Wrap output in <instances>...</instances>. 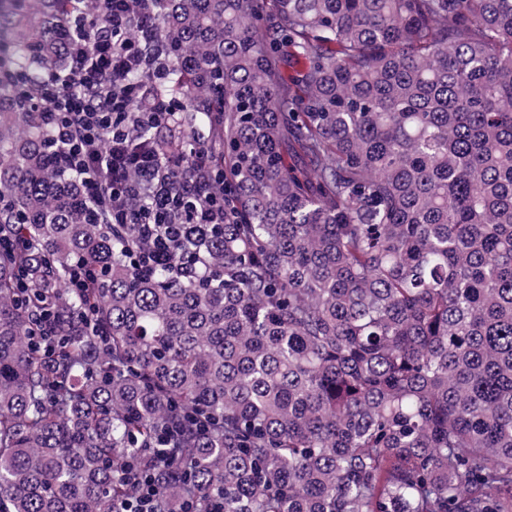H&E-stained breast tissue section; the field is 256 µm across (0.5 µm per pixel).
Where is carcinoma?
Returning <instances> with one entry per match:
<instances>
[{"mask_svg": "<svg viewBox=\"0 0 512 512\" xmlns=\"http://www.w3.org/2000/svg\"><path fill=\"white\" fill-rule=\"evenodd\" d=\"M69 13L0 0V512H512V0H161L230 202L151 275L52 162ZM139 492L134 502L124 510L125 512H156L157 487L147 475L139 477Z\"/></svg>", "mask_w": 512, "mask_h": 512, "instance_id": "cac0c4a2", "label": "carcinoma"}]
</instances>
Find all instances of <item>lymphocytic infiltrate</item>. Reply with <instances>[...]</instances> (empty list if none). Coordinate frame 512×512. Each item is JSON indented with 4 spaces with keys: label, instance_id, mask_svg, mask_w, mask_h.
<instances>
[{
    "label": "lymphocytic infiltrate",
    "instance_id": "obj_1",
    "mask_svg": "<svg viewBox=\"0 0 512 512\" xmlns=\"http://www.w3.org/2000/svg\"><path fill=\"white\" fill-rule=\"evenodd\" d=\"M101 24L85 36V14L70 23L68 66L47 83L38 105L50 131L53 160L75 173L89 204L104 205L111 223L134 224L152 243L139 264L149 273L163 265L171 242L199 238L223 223V195L185 177L181 154L160 148L177 114L163 85L169 46L158 28L156 0H102ZM149 72L151 84L132 82ZM152 129L157 148L135 149V130Z\"/></svg>",
    "mask_w": 512,
    "mask_h": 512
}]
</instances>
